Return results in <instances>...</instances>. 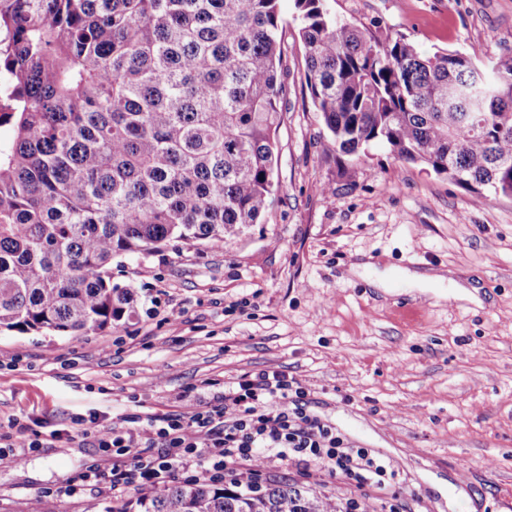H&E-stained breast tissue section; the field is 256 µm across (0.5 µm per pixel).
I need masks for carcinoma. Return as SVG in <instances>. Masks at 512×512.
Instances as JSON below:
<instances>
[{
  "label": "carcinoma",
  "mask_w": 512,
  "mask_h": 512,
  "mask_svg": "<svg viewBox=\"0 0 512 512\" xmlns=\"http://www.w3.org/2000/svg\"><path fill=\"white\" fill-rule=\"evenodd\" d=\"M325 150L377 142L512 199V56L420 52L296 0ZM278 0H0L12 140L0 148V329L88 333L137 316L112 260L222 247L275 192ZM103 512H342L310 487L172 483Z\"/></svg>",
  "instance_id": "carcinoma-1"
}]
</instances>
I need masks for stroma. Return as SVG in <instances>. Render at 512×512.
<instances>
[{"mask_svg":"<svg viewBox=\"0 0 512 512\" xmlns=\"http://www.w3.org/2000/svg\"><path fill=\"white\" fill-rule=\"evenodd\" d=\"M337 17L398 32L424 53L512 54V0H328ZM283 20L278 188L258 224L219 248L174 243L112 262L138 314L81 335L0 331V422L41 448L0 462V512H103L112 459L93 438L51 440L78 415L107 422L183 410L245 373L278 371L308 411L396 470L398 512H512V200L487 201L380 144L325 154L305 83L295 0ZM445 283L409 285L403 271ZM384 276L385 288L374 285ZM477 287L478 307L451 282ZM182 320L166 321L170 310ZM273 480L338 504L364 492L274 459ZM75 495H57L64 482Z\"/></svg>","mask_w":512,"mask_h":512,"instance_id":"stroma-1","label":"stroma"}]
</instances>
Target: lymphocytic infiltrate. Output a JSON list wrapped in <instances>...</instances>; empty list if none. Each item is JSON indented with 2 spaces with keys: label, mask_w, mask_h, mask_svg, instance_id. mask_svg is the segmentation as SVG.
Instances as JSON below:
<instances>
[{
  "label": "lymphocytic infiltrate",
  "mask_w": 512,
  "mask_h": 512,
  "mask_svg": "<svg viewBox=\"0 0 512 512\" xmlns=\"http://www.w3.org/2000/svg\"><path fill=\"white\" fill-rule=\"evenodd\" d=\"M293 381L277 371L245 374L225 386L218 405L199 400L176 416L133 427L96 423L93 435L112 456L110 488L150 490L196 460L197 478L261 489L274 457L304 474L339 475L378 492L396 478L389 464L351 445L335 428L289 408Z\"/></svg>",
  "instance_id": "lymphocytic-infiltrate-1"
}]
</instances>
